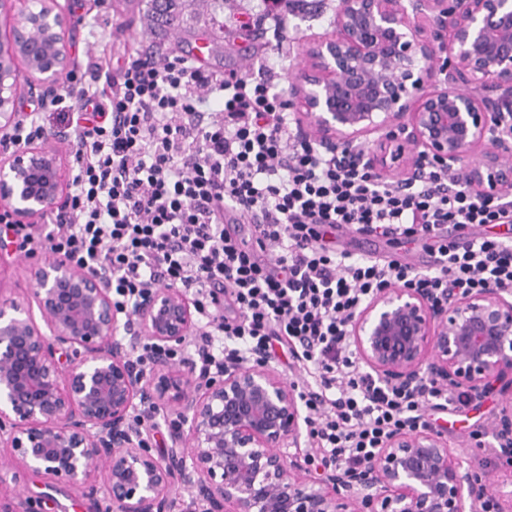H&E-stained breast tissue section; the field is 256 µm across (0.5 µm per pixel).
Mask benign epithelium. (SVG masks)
Masks as SVG:
<instances>
[{
    "mask_svg": "<svg viewBox=\"0 0 512 512\" xmlns=\"http://www.w3.org/2000/svg\"><path fill=\"white\" fill-rule=\"evenodd\" d=\"M0 130L15 126L23 90L53 100L71 70L77 26L59 0H0ZM331 34L302 43L290 106L302 137L354 158L382 180L417 176L432 159L473 194L512 195V0H339ZM51 133L0 152V206L20 224L61 207L70 156ZM27 296L0 287V447L28 469L102 494L114 512H172L174 475L200 512H512V461L494 487L462 470L442 436L399 432L354 471L314 476L293 381L270 362L228 358L215 370L170 351L198 331L182 289L156 288L130 312L100 274L43 258L26 266ZM40 317H35L33 310ZM360 362L388 387L433 382L503 402L499 443L512 446V293L435 301L377 292L347 324ZM153 345L145 370L134 356ZM172 427L159 458L133 424Z\"/></svg>",
    "mask_w": 512,
    "mask_h": 512,
    "instance_id": "1",
    "label": "benign epithelium"
}]
</instances>
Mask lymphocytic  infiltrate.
Segmentation results:
<instances>
[{
  "mask_svg": "<svg viewBox=\"0 0 512 512\" xmlns=\"http://www.w3.org/2000/svg\"><path fill=\"white\" fill-rule=\"evenodd\" d=\"M52 104L79 148L50 230L0 209L26 256L100 271L130 309L159 286L182 289L204 320L191 341L200 362L287 351L305 374L322 464L357 469L392 434L428 427L426 411L469 405L464 391L379 384L346 324L391 285L434 298L512 292V243L482 232L512 224L511 200L474 196L430 161L416 185L380 180L303 142L269 80L207 72L172 52L133 55L116 72L92 63ZM228 211L251 221V241L225 228ZM353 231L422 241L431 268L337 249L335 233Z\"/></svg>",
  "mask_w": 512,
  "mask_h": 512,
  "instance_id": "1",
  "label": "lymphocytic infiltrate"
}]
</instances>
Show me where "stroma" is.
Segmentation results:
<instances>
[{
  "label": "stroma",
  "instance_id": "stroma-1",
  "mask_svg": "<svg viewBox=\"0 0 512 512\" xmlns=\"http://www.w3.org/2000/svg\"><path fill=\"white\" fill-rule=\"evenodd\" d=\"M60 2L80 20L71 44L76 66H84L90 53L105 55L115 68L139 50L147 53L167 48L189 57L197 42L206 41L211 45L206 69L268 78L283 92L289 91L301 63L303 38L331 33L336 10V0H301L294 7H281L285 22L277 29L267 18L263 0H215L208 6L200 0H186L184 22L156 34L146 28L145 0L127 6L117 0ZM500 408L501 396L494 392L471 401L464 409L431 415L449 446L456 449L462 468L490 481L502 474L507 460L494 427ZM480 427L486 437L479 447L470 434ZM4 488L29 502L35 512H105L107 506L103 498H90L80 489L19 465L7 472Z\"/></svg>",
  "mask_w": 512,
  "mask_h": 512
}]
</instances>
